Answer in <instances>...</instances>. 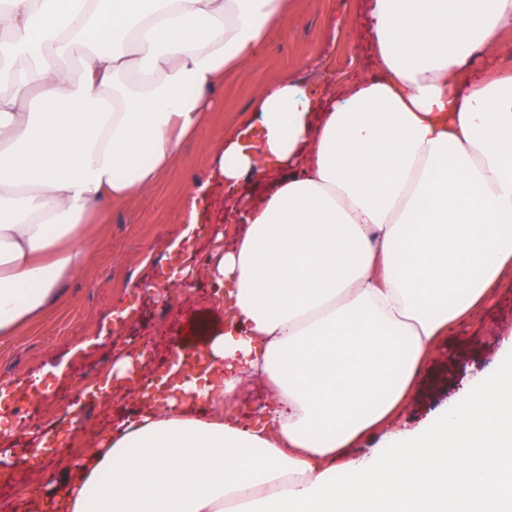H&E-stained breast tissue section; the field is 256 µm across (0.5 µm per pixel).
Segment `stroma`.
Masks as SVG:
<instances>
[{
    "label": "stroma",
    "mask_w": 512,
    "mask_h": 512,
    "mask_svg": "<svg viewBox=\"0 0 512 512\" xmlns=\"http://www.w3.org/2000/svg\"><path fill=\"white\" fill-rule=\"evenodd\" d=\"M291 3L287 27L273 31L261 59L242 64L213 92L214 105L202 130L184 142L158 187L122 204L103 205L101 219L91 227L94 245L83 271L64 280L57 299L19 335L0 338V385L15 388L34 375L43 377L37 392L21 401L20 414L28 429L1 442L0 449L13 453L32 447L48 432L65 437L58 447L0 481V512H27L28 502L45 493L42 474L88 454L100 433L139 408L135 393L111 394L105 407L92 394L104 382L115 355L113 342L101 338L114 311L129 312L117 340H142L148 345L141 372L145 380L168 371L179 345L202 343L196 319L222 325L224 309L203 268L240 227L225 222L224 187L213 181L212 174L220 139L249 116L257 88L274 77L310 81L318 63L346 83L368 75L371 56L364 37L362 0ZM336 3L349 17L348 27L339 31L334 28ZM198 184L208 187L202 209L209 232L189 244L199 274L192 287L183 288L168 281L180 262L171 244L185 228L181 204ZM92 339L97 347L81 351V344ZM511 340L512 273L508 272L471 317L438 338L395 425L411 429L439 414L467 378L496 371L498 351Z\"/></svg>",
    "instance_id": "stroma-1"
}]
</instances>
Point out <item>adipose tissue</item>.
<instances>
[{
  "label": "adipose tissue",
  "instance_id": "adipose-tissue-1",
  "mask_svg": "<svg viewBox=\"0 0 512 512\" xmlns=\"http://www.w3.org/2000/svg\"><path fill=\"white\" fill-rule=\"evenodd\" d=\"M288 16V0H5L0 63L20 66H0V336L83 270L77 225L151 190ZM367 24L373 75L268 80L220 141L225 186L284 173L209 267L231 315L182 352L171 396L47 476L58 512H512V343L436 418L390 423L512 266V72L462 80L464 48L512 44V0H367ZM248 375L275 400L249 426L224 415Z\"/></svg>",
  "mask_w": 512,
  "mask_h": 512
}]
</instances>
